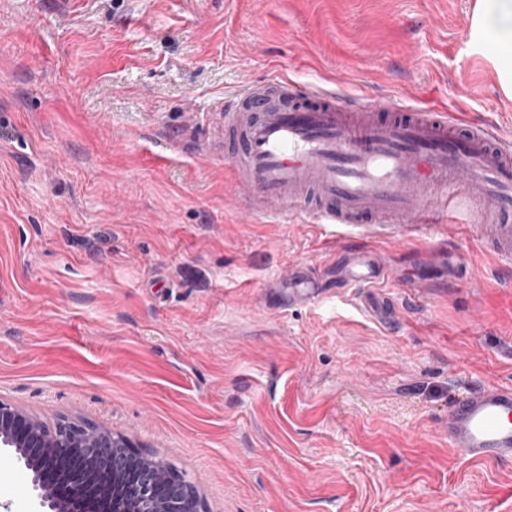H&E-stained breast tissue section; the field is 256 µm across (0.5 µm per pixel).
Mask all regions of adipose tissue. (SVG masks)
<instances>
[{
  "mask_svg": "<svg viewBox=\"0 0 512 512\" xmlns=\"http://www.w3.org/2000/svg\"><path fill=\"white\" fill-rule=\"evenodd\" d=\"M472 39L494 48L500 80L512 84V0H477Z\"/></svg>",
  "mask_w": 512,
  "mask_h": 512,
  "instance_id": "obj_1",
  "label": "adipose tissue"
}]
</instances>
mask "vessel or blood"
Returning a JSON list of instances; mask_svg holds the SVG:
<instances>
[{
  "instance_id": "obj_1",
  "label": "vessel or blood",
  "mask_w": 512,
  "mask_h": 512,
  "mask_svg": "<svg viewBox=\"0 0 512 512\" xmlns=\"http://www.w3.org/2000/svg\"><path fill=\"white\" fill-rule=\"evenodd\" d=\"M214 110L234 196L250 216L360 229L463 224L512 265V142L495 124L290 79L249 84ZM381 281L361 253L342 285L361 289L362 309L387 324L393 303L372 292ZM326 301L303 269L292 270L288 305ZM444 428L465 459L512 461V386L463 387Z\"/></svg>"
}]
</instances>
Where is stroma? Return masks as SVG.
Wrapping results in <instances>:
<instances>
[{"label":"stroma","instance_id":"35a3bbf8","mask_svg":"<svg viewBox=\"0 0 512 512\" xmlns=\"http://www.w3.org/2000/svg\"><path fill=\"white\" fill-rule=\"evenodd\" d=\"M477 0H0V398L111 428L204 512H512V462L441 433L465 384L512 385V286L448 227L249 219L214 104L285 76L490 120L512 98ZM378 257L389 330L281 310L293 266ZM0 502L35 512L21 467Z\"/></svg>","mask_w":512,"mask_h":512}]
</instances>
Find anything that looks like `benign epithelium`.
Listing matches in <instances>:
<instances>
[{"label":"benign epithelium","mask_w":512,"mask_h":512,"mask_svg":"<svg viewBox=\"0 0 512 512\" xmlns=\"http://www.w3.org/2000/svg\"><path fill=\"white\" fill-rule=\"evenodd\" d=\"M118 440L112 430L81 421L62 419L44 423L0 399V447L14 449L23 460L33 489L42 487L47 475L55 476L62 487V493L56 497L37 495L39 507L48 512H72L73 503L90 496L94 476L87 465L90 449L122 447L107 457L105 470L115 477L129 469L132 456L125 449L132 444L123 438L118 445ZM136 494L154 495L159 512H201L195 485L183 473L154 489L145 482L136 487L125 484L112 494L109 512H133L132 499Z\"/></svg>","instance_id":"obj_1"}]
</instances>
